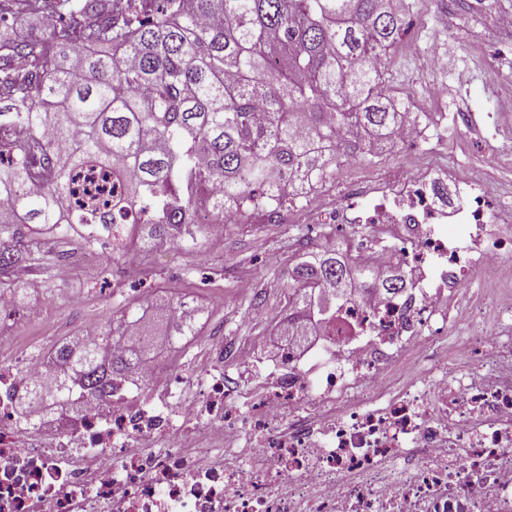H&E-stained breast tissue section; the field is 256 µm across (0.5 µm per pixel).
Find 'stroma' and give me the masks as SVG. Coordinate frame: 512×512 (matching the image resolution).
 I'll list each match as a JSON object with an SVG mask.
<instances>
[{
  "instance_id": "obj_1",
  "label": "stroma",
  "mask_w": 512,
  "mask_h": 512,
  "mask_svg": "<svg viewBox=\"0 0 512 512\" xmlns=\"http://www.w3.org/2000/svg\"><path fill=\"white\" fill-rule=\"evenodd\" d=\"M410 3L413 23L390 52L388 79L395 92L418 95L424 134L410 143L379 141L373 155L339 169L331 186L341 189L375 166L395 168L410 155L431 151L491 186L497 202L488 226L503 231V213L512 208V133L492 134L491 124L512 110V28L497 22L501 14H512V0ZM492 71L499 76L494 84L487 81ZM453 112L471 114L472 124L460 130L447 126L443 117ZM330 232L351 257L374 240L368 224L332 230L324 224L299 229L228 223L222 238L199 236L193 250L158 240L148 246L137 241L115 252L108 246L88 248L75 235L48 233L25 279H17L15 270H0V325L11 327L18 345L39 357L75 340L82 322L109 325L124 305L147 298L157 303L190 299L202 315L189 350H164L174 373L203 371L223 339L248 348L259 369L266 370L270 356L261 339L276 335L288 313L290 274L304 253L320 250ZM64 256L72 266L65 282L57 274ZM243 279L251 282V293L239 292Z\"/></svg>"
}]
</instances>
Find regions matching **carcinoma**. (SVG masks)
Listing matches in <instances>:
<instances>
[{"label": "carcinoma", "instance_id": "obj_1", "mask_svg": "<svg viewBox=\"0 0 512 512\" xmlns=\"http://www.w3.org/2000/svg\"><path fill=\"white\" fill-rule=\"evenodd\" d=\"M46 2L8 0L3 12L39 15ZM155 2L53 0L66 20L44 38L0 35V268L26 261L46 232L103 245L132 207L147 245L195 247L202 209L274 218L403 118L374 60L400 40L405 0ZM89 168L112 174L118 194L99 208L66 204ZM292 279L290 336L321 325V303L335 310L369 270L325 250ZM146 312L121 309L97 345H60L51 403L72 411L108 396L151 346L145 333L115 353L112 336L144 327ZM194 335L196 320L168 322V342Z\"/></svg>", "mask_w": 512, "mask_h": 512}]
</instances>
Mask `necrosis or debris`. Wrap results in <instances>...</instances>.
<instances>
[{
	"instance_id": "necrosis-or-debris-1",
	"label": "necrosis or debris",
	"mask_w": 512,
	"mask_h": 512,
	"mask_svg": "<svg viewBox=\"0 0 512 512\" xmlns=\"http://www.w3.org/2000/svg\"><path fill=\"white\" fill-rule=\"evenodd\" d=\"M371 186L366 204L349 185L335 208L295 211L373 225L366 266L421 277L362 289L310 361L277 352L260 396L229 386L225 367L251 368L229 342L199 376L160 380L150 355L79 411L24 414L44 364L0 335V512H512V288L465 306L460 363L444 336L466 274L512 285V233L488 234L489 188L447 165L415 159Z\"/></svg>"
}]
</instances>
